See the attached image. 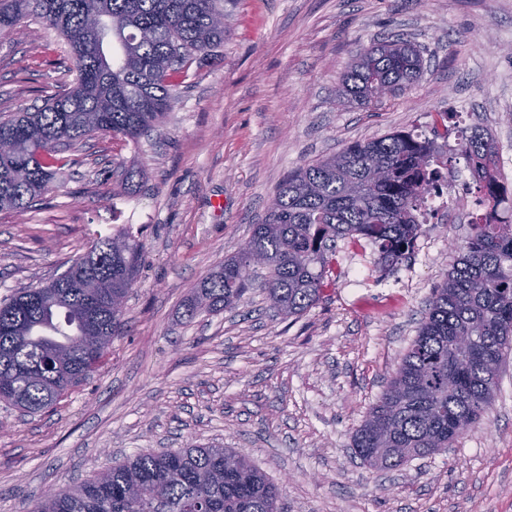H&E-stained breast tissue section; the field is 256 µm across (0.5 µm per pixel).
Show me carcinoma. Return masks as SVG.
<instances>
[{"instance_id": "cac0c4a2", "label": "carcinoma", "mask_w": 512, "mask_h": 512, "mask_svg": "<svg viewBox=\"0 0 512 512\" xmlns=\"http://www.w3.org/2000/svg\"><path fill=\"white\" fill-rule=\"evenodd\" d=\"M100 25L93 27L88 17ZM31 18L68 45L76 78L32 112L0 116V210L24 212L68 170L67 148L99 133L134 144L161 125L176 81L224 45L223 0H0V30ZM424 59L409 40L371 46L341 76L339 94L367 108L377 87L402 92ZM462 155L484 208L385 390L367 410L352 448L371 468H397L446 451L491 407L512 351V220L501 201L498 152L474 129ZM444 162L432 141L396 132L353 142L303 165L279 184L276 211L252 226L249 250L224 258L183 304L189 320L231 310L256 277L284 319L318 303L335 244H367L380 273L413 252L417 201ZM144 246L99 234L51 283L0 298V402L36 414L55 405L105 360L121 325ZM65 322L66 339L36 331ZM30 512H280L277 486L242 453L189 446L139 453L77 486L44 493Z\"/></svg>"}]
</instances>
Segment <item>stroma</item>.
<instances>
[{"instance_id": "obj_1", "label": "stroma", "mask_w": 512, "mask_h": 512, "mask_svg": "<svg viewBox=\"0 0 512 512\" xmlns=\"http://www.w3.org/2000/svg\"><path fill=\"white\" fill-rule=\"evenodd\" d=\"M224 14L219 60L194 66L158 142H79L34 208L0 211V296L45 285L97 234L124 230L145 247L104 363L41 414L0 403V512L192 443L245 453L278 486L282 512H512V361L490 410L448 451L373 470L351 446L451 270L479 191L423 225L387 273L338 242L328 287L299 318L273 317L256 287L235 310L182 316L300 166L357 140L429 135L442 112L512 160V0H224ZM396 37L422 47V77L370 108L343 105L336 88L356 54ZM65 49L30 19L0 30V113L68 86Z\"/></svg>"}]
</instances>
